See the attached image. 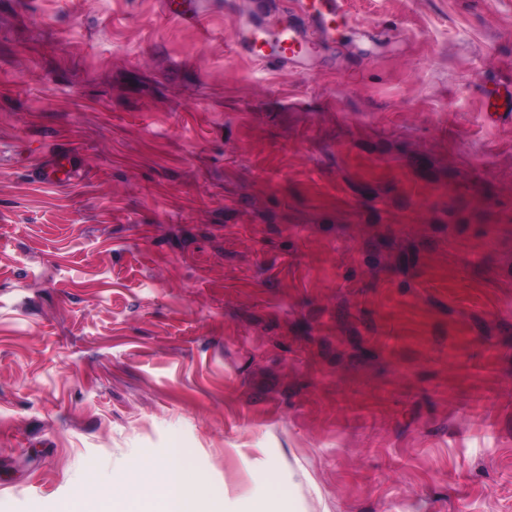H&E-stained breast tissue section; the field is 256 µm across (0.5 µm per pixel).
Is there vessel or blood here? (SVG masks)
I'll return each instance as SVG.
<instances>
[{
	"instance_id": "b4317fda",
	"label": "vessel or blood",
	"mask_w": 512,
	"mask_h": 512,
	"mask_svg": "<svg viewBox=\"0 0 512 512\" xmlns=\"http://www.w3.org/2000/svg\"><path fill=\"white\" fill-rule=\"evenodd\" d=\"M163 15L197 29L201 38H209L206 26L214 0H158ZM299 14L274 34H267L255 20L236 21L238 47L260 60L274 64H303L312 54L315 39H330L339 22L349 20L347 0H298ZM33 175L43 184L57 185L69 181L59 156L47 154L33 165Z\"/></svg>"
}]
</instances>
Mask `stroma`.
<instances>
[{
    "label": "stroma",
    "mask_w": 512,
    "mask_h": 512,
    "mask_svg": "<svg viewBox=\"0 0 512 512\" xmlns=\"http://www.w3.org/2000/svg\"><path fill=\"white\" fill-rule=\"evenodd\" d=\"M349 10L299 70L0 0V512L177 453L221 512H512V0ZM33 175L36 180L43 184L57 185L66 181L74 180L75 175L70 179L72 170H65L59 156L50 153L38 158L33 164ZM280 488L276 482L270 481L265 491L249 499L245 512H277L274 507Z\"/></svg>",
    "instance_id": "1"
}]
</instances>
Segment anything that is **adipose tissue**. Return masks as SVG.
Listing matches in <instances>:
<instances>
[{"label":"adipose tissue","instance_id":"obj_1","mask_svg":"<svg viewBox=\"0 0 512 512\" xmlns=\"http://www.w3.org/2000/svg\"><path fill=\"white\" fill-rule=\"evenodd\" d=\"M122 496L127 499L149 497L152 488H160L158 512H212L214 496L200 484L183 458L159 468L137 464L119 479Z\"/></svg>","mask_w":512,"mask_h":512}]
</instances>
